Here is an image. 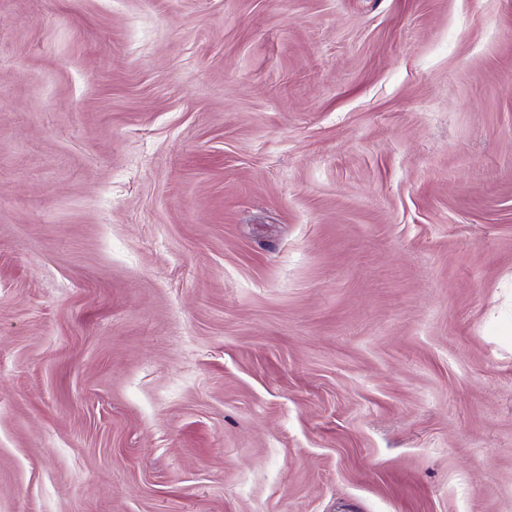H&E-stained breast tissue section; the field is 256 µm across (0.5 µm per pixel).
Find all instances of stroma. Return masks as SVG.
I'll return each instance as SVG.
<instances>
[{"label": "stroma", "instance_id": "35a3bbf8", "mask_svg": "<svg viewBox=\"0 0 512 512\" xmlns=\"http://www.w3.org/2000/svg\"><path fill=\"white\" fill-rule=\"evenodd\" d=\"M0 512H512V0H0Z\"/></svg>", "mask_w": 512, "mask_h": 512}]
</instances>
